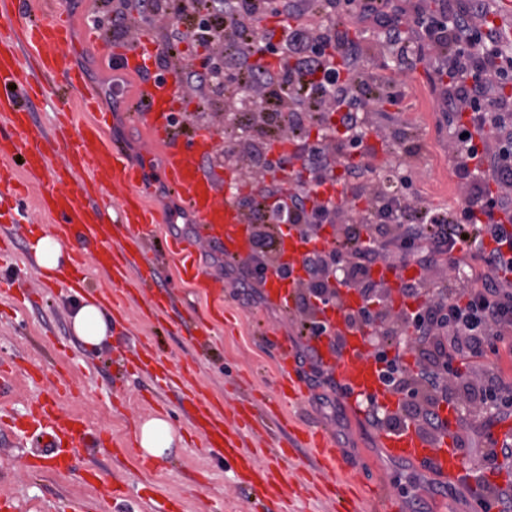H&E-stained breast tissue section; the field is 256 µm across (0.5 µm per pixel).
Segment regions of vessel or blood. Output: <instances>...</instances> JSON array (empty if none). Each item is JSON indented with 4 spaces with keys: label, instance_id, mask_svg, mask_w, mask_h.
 <instances>
[{
    "label": "vessel or blood",
    "instance_id": "1",
    "mask_svg": "<svg viewBox=\"0 0 512 512\" xmlns=\"http://www.w3.org/2000/svg\"><path fill=\"white\" fill-rule=\"evenodd\" d=\"M3 15L8 16L9 22L0 24V164L6 168L0 176V223L14 227L25 224L29 211L19 182L25 179L40 184L43 191L38 206L52 219L51 234L75 242L81 251L93 255L101 275L96 282L99 299L114 305L119 297H136L146 287V273L151 269L145 257L144 237L164 223L165 216L160 208L148 205L140 194L130 190L138 172L131 168L121 146L108 137L109 115L95 111L96 92L73 65V29L57 15L32 19L14 0H0V16ZM149 42V31L140 30L113 56L115 65L144 77L130 109L131 118L146 130L151 145L163 149L170 187L194 215L199 243L218 242L237 257L249 256V220L233 193L242 184L239 172L232 167L222 171L205 167L206 157L215 148V133L210 127L200 126L184 135L175 133L172 117L182 108L185 98L172 76L160 81L152 78L156 53ZM74 97L82 100L91 113L90 119H70L67 126L51 130L34 121L30 112L33 103L50 101L54 112L68 115ZM60 150L65 153L63 162L51 165V155ZM17 158L23 161L24 175L20 178L9 167ZM120 186L128 187L129 193L116 209L110 191ZM334 246L335 239L327 230L305 235L295 226L284 227L278 261L266 268L263 278L286 311L294 309V293L303 278L305 255ZM167 251L177 259L182 280L206 288L208 296H221V289L205 286L201 280L190 244L171 242ZM284 268L289 271L285 277L280 274ZM360 303L354 290L341 288L336 304L320 307L318 317L327 330L312 338L311 344L344 385L348 402L370 398L390 410L397 407L399 398L380 385L378 364L364 333L352 328L347 320L348 313ZM115 356L119 362L161 376L167 386L179 389L191 424L208 453L233 467L256 501L271 503L278 512L287 509L289 495L282 479V465L287 462L290 449L309 445L324 466L334 468L340 462L331 444L291 422L287 425L285 448L279 449L266 465H258L253 454L244 448L243 433L225 423L211 393L189 382L190 366L171 368L145 344L134 359H127L120 347ZM277 363L280 396L289 403H298L304 386L288 344H280ZM25 415L38 431L37 447L49 455L65 447L72 451L86 448L95 437L83 418L64 413L54 400L32 398ZM443 415L448 427L436 441H425L415 429H401L384 434L386 448L392 454L429 463L443 477L464 476L456 415L449 409Z\"/></svg>",
    "mask_w": 512,
    "mask_h": 512
}]
</instances>
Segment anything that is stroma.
I'll list each match as a JSON object with an SVG mask.
<instances>
[{"mask_svg": "<svg viewBox=\"0 0 512 512\" xmlns=\"http://www.w3.org/2000/svg\"><path fill=\"white\" fill-rule=\"evenodd\" d=\"M56 2L77 34L75 64L98 90V110L113 114L109 136L124 146L133 167L144 170L139 191L145 201L169 215L147 242L148 256L157 264L158 283L173 293L178 302L175 312L186 322L205 317L210 324L209 341L190 343L167 320L142 321L140 309L146 301L139 297L125 303L120 337L136 333L168 364H194L193 384L223 397L225 411H232L244 399L263 408L276 395L280 382L276 340L287 339L297 352L307 343L299 315L287 314L269 298L251 304L243 301L234 278L224 273L223 255L212 246H199L196 262L202 277L223 287L222 310H215L212 299L180 280L165 245L172 239L192 241L195 225L168 190L163 150L151 147L146 132L127 115L139 79L112 71L111 54L123 43L105 36L97 41L90 38L93 9L89 0ZM348 27L351 37L367 50L366 70L395 80L402 93L398 103L385 104L384 109L392 125L411 129L420 138L422 151L410 160L420 199L433 209L455 208L460 194L452 174L448 132L440 124L439 103L431 92L426 64L402 68L398 51L377 46L364 24L352 20ZM50 222L44 212L32 209L29 224L6 238L14 265L26 275L27 297L17 301L14 291L0 286V357L23 356L48 362L49 367L41 388L19 377L5 391V399L20 409L35 394L56 395L65 412L82 416L115 439H134L139 422L162 416L172 424L175 442L165 459L145 469L131 468L99 449L86 448L69 457L63 469L57 468L54 458L44 457L41 476L33 478L24 468L26 447L11 432H0V498L12 499L15 512H101L95 486L99 480L118 478L127 489L126 512H156L171 498L182 500L183 512H251L243 486L235 484L229 469L209 456L200 437L192 432L177 392L156 388L140 372L115 382L112 347L90 348L77 338L70 320L74 292L46 289L40 269L30 262L29 239ZM325 395L324 388L306 386L301 403L283 406L282 411L299 425L325 432L343 464L326 470L311 449L294 452L284 468L291 491L288 512H337V497L327 484L347 472L356 474L366 486L387 480L396 512H479L471 484L444 481L425 463L392 456L382 446L381 431L370 427L352 407H345L343 419L335 420Z\"/></svg>", "mask_w": 512, "mask_h": 512, "instance_id": "35a3bbf8", "label": "stroma"}]
</instances>
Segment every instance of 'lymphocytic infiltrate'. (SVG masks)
<instances>
[{
    "label": "lymphocytic infiltrate",
    "mask_w": 512,
    "mask_h": 512,
    "mask_svg": "<svg viewBox=\"0 0 512 512\" xmlns=\"http://www.w3.org/2000/svg\"><path fill=\"white\" fill-rule=\"evenodd\" d=\"M438 2L432 11L426 0H133L130 11L94 12L93 23L120 38L136 18H165L162 73L185 42L202 50L200 63L171 72L179 87L195 92L197 112L227 106L224 162L246 166L259 180L258 196L238 199L252 245L235 270L240 292L257 295L261 268L276 260L281 226L308 234L333 225L342 246L303 259L294 298L307 316L304 334L326 330L317 304L336 302L339 287L354 289L362 303L348 321L368 331L379 380L400 396L392 413L362 404L365 420L387 432L412 427L431 441L446 428L441 410L453 408L462 447L482 471L494 472L512 465V441L487 432L495 419L512 416V383L486 362L500 346H512V36L492 21L494 0ZM268 12L291 19L279 39L259 31ZM353 18L369 21L392 48L416 33V57L433 66L432 90L448 129L462 198L455 212L420 204L409 164L420 146L390 125L378 133L405 156L389 174L400 191L386 197L375 190L373 168L363 160L367 116L380 95L394 101L399 92L391 82L377 91L360 74L362 47L344 27ZM258 52L288 65L256 66ZM281 132L296 144L304 170L287 188L277 174L291 159L271 151ZM335 179L341 200L315 198L318 186ZM461 246L479 249L484 281L455 258ZM383 261L414 265L417 275L391 290L373 276ZM396 339L413 351V365L392 353Z\"/></svg>",
    "instance_id": "f902f5d3"
}]
</instances>
